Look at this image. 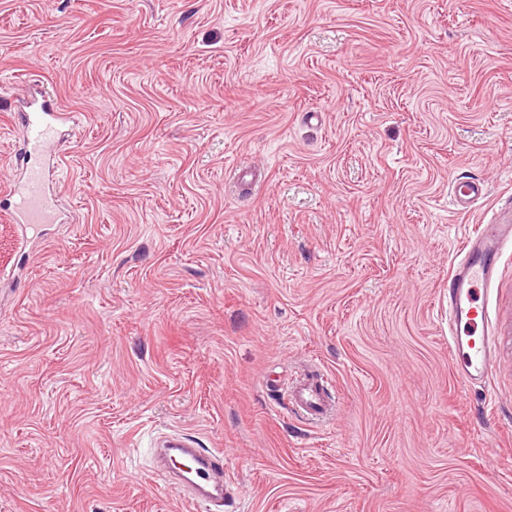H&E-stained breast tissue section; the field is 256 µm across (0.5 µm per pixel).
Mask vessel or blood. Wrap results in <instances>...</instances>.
Wrapping results in <instances>:
<instances>
[{
    "instance_id": "b4317fda",
    "label": "vessel or blood",
    "mask_w": 512,
    "mask_h": 512,
    "mask_svg": "<svg viewBox=\"0 0 512 512\" xmlns=\"http://www.w3.org/2000/svg\"><path fill=\"white\" fill-rule=\"evenodd\" d=\"M13 120L26 137L17 149L13 167L18 174L0 206L22 229L59 222L56 173L60 166L54 147L71 123L47 92H39L14 108ZM487 194L481 180H456L450 197L456 210L471 211ZM512 246V217L483 224L462 243L448 276V353L460 388L470 391L487 386L495 354L489 310L491 286L501 257ZM331 383L320 373L295 377L285 390L290 408L305 420H320L335 410ZM152 452L159 470L176 466V488L188 491L199 504L224 501V455L197 448L190 438L169 435L157 439Z\"/></svg>"
}]
</instances>
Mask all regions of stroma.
Masks as SVG:
<instances>
[{
	"instance_id": "35a3bbf8",
	"label": "stroma",
	"mask_w": 512,
	"mask_h": 512,
	"mask_svg": "<svg viewBox=\"0 0 512 512\" xmlns=\"http://www.w3.org/2000/svg\"><path fill=\"white\" fill-rule=\"evenodd\" d=\"M31 81L69 221L0 218V512H208L173 432L223 512H512V250L489 388L448 355L451 260L512 207V0H0V184ZM306 366L329 422L267 383ZM450 197L456 210L469 212L487 194V186L481 180H456L450 186ZM190 438L169 435L157 439L152 445L157 468L167 471L177 460L182 468H174V485L189 492L199 504H224V454L206 451L195 446Z\"/></svg>"
}]
</instances>
